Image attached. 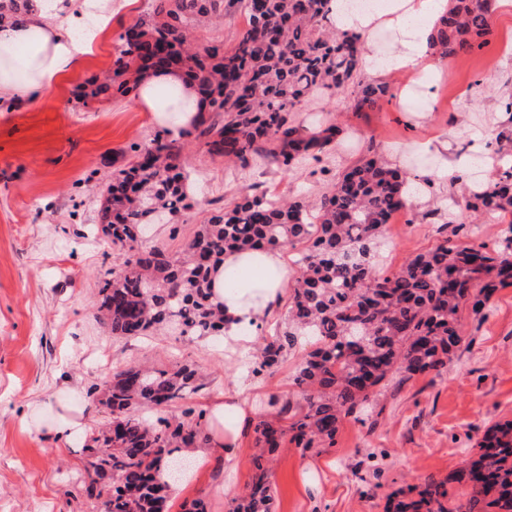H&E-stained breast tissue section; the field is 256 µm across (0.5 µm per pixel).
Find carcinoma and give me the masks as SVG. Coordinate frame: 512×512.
I'll use <instances>...</instances> for the list:
<instances>
[{
	"mask_svg": "<svg viewBox=\"0 0 512 512\" xmlns=\"http://www.w3.org/2000/svg\"><path fill=\"white\" fill-rule=\"evenodd\" d=\"M32 0H0V23L17 22ZM329 0H152L148 18L119 35L112 69L81 86L83 106L137 90L147 69L176 66L196 84L205 110L182 136L213 158L241 167L262 164L288 172L334 147L342 129L331 115L299 118L311 99L348 85L354 109L375 110L392 98L385 83L359 78L364 37L341 33L328 18ZM430 38L432 53L451 58L484 47L492 34V0H448ZM241 9L248 27L235 43L203 44L195 29ZM495 130L500 163L470 182L464 210L499 215L509 224L493 248L476 240L474 225L454 213L450 234L411 258L397 273L373 271L386 217L412 207L400 170L376 155L355 162L313 205L247 193L186 236L182 248L142 250L144 229L161 214L192 208L191 179L175 142L158 137L112 175L99 196L104 244L122 262L100 288L99 319L114 336L169 330L190 340L224 335V311L212 298L210 273L228 250L274 249L307 243L291 288L288 324L267 340L252 373L272 369L305 336L315 348L300 361L293 384L303 403L276 401L274 418L253 424L252 477L230 512H272L271 455L285 442L305 453L333 448L342 418L369 414L378 388L396 393L418 374L439 376L462 341L460 319H475L497 288L512 286V103ZM197 370L180 362L115 368L90 391V406L109 420L85 440L97 476L88 497H109L110 512H165L172 478L193 464L184 450L206 448V413L182 419L150 412L190 398ZM464 487L458 493L452 484ZM387 512H512V420L490 426L477 452L445 479L428 478L390 495Z\"/></svg>",
	"mask_w": 512,
	"mask_h": 512,
	"instance_id": "carcinoma-1",
	"label": "carcinoma"
}]
</instances>
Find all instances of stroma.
Masks as SVG:
<instances>
[{"instance_id": "obj_1", "label": "stroma", "mask_w": 512, "mask_h": 512, "mask_svg": "<svg viewBox=\"0 0 512 512\" xmlns=\"http://www.w3.org/2000/svg\"><path fill=\"white\" fill-rule=\"evenodd\" d=\"M150 10L151 0H129L60 86L0 108V512H93L82 492L93 477L80 451L82 439L68 446L48 432L60 414L89 432L105 420V413L86 401L101 374L92 358L113 368L194 363L202 388L191 404L209 411L217 437L224 423L212 408L225 393H240L251 419L271 413V396L301 399L292 379L308 342L256 377L251 355L234 343L161 334L116 338L94 318L99 288L120 263L95 233L98 191L132 160L134 145L149 143L162 127L135 96L118 95L85 108L76 94L86 79L110 68L123 28ZM508 39L512 15H493L489 43L457 56L436 89L392 99L372 112H355L347 90L308 102L305 112L335 116L342 141L288 173L227 164L195 141L181 139L195 203L170 222L153 225L145 247L176 251L194 225L253 189L314 201L366 145L377 151L401 147L400 168L415 176L436 163L413 145L418 133L446 136L453 167L477 166L490 174L480 147L512 94V54L503 53ZM413 114L422 118L417 132L407 123ZM433 208L429 201L415 203L408 223L384 234L387 270H400L435 245L440 221L432 217ZM489 306L484 321L463 317V342L441 375H420L397 395H378L382 411L373 422L345 417L335 448L278 449L271 469L275 512H386L392 492L430 476L447 477L489 426L512 419V287L498 289ZM253 453V436L246 433L236 467L225 464L223 448L215 445L195 454L190 479L173 487L169 512H181L183 502L198 498L207 502L208 512H228L251 481Z\"/></svg>"}]
</instances>
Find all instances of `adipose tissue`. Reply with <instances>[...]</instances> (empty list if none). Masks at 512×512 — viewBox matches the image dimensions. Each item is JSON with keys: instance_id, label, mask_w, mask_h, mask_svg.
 <instances>
[{"instance_id": "adipose-tissue-1", "label": "adipose tissue", "mask_w": 512, "mask_h": 512, "mask_svg": "<svg viewBox=\"0 0 512 512\" xmlns=\"http://www.w3.org/2000/svg\"><path fill=\"white\" fill-rule=\"evenodd\" d=\"M448 8V0H390L381 13L349 12L346 0H331L330 17L338 30L371 34L379 26L391 28L395 44L387 53L369 50L362 55L364 71L382 78L407 75L400 96L413 85L440 77L438 57L428 49L427 36L434 22ZM112 21V0H84L79 14H65L63 0H36L25 21L0 27V98L21 102L33 93L56 87L81 57L96 44ZM175 89L184 115L168 123L179 135L191 119L204 110L194 83L179 71H159L144 77L137 100L150 111H158L157 95L163 88ZM235 272L237 283L228 287L227 272ZM295 277L282 252L276 250H231L212 273L216 302L224 306V334L234 340L251 338L254 328L269 316L272 305L282 301Z\"/></svg>"}]
</instances>
